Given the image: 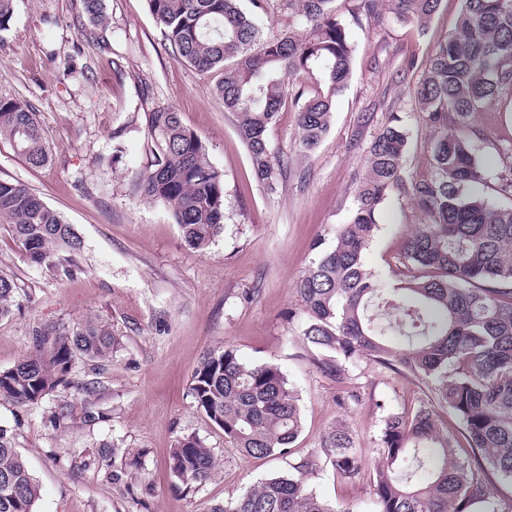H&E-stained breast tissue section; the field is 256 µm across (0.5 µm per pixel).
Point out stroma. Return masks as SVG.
Returning <instances> with one entry per match:
<instances>
[{
    "mask_svg": "<svg viewBox=\"0 0 512 512\" xmlns=\"http://www.w3.org/2000/svg\"><path fill=\"white\" fill-rule=\"evenodd\" d=\"M103 7L102 50L82 41L91 21L80 0H16L9 28L0 32V94L32 105L51 155L34 169L2 139L0 178L28 184L83 243L79 271L66 276L28 263L0 227V274L17 285L11 315L0 317V370L28 354L45 328L93 319L109 324L118 341L108 361L75 359L68 389L34 405L0 402V427L39 484L33 512H209L261 479L291 473L338 423L375 462L382 417L416 408L430 392L414 376L361 360L347 382L360 401L339 406V386L317 372L316 351L303 339L306 316L294 285L347 223L364 148L385 124L390 100L405 110L406 170L423 171L430 136L409 109L407 84L391 77L454 29L461 0H441L423 30L357 25L348 0H336L356 44L352 75L311 156L299 151L295 108L282 109L268 140L289 169L273 193L255 180L235 117L215 92L221 72L203 74L177 59L145 0H103ZM70 62L90 64L88 76L68 74ZM159 105L180 112L224 173V230L204 252L184 242L166 207L133 194L150 143L145 114ZM362 112L373 115L365 128L358 125ZM130 121L126 151L113 158L112 131ZM411 223L401 200L382 206L368 268L388 273ZM224 344L246 362L278 366L297 391L304 428L288 456H240L194 406L191 374L206 352ZM90 382L96 392L87 398L81 388ZM63 404L67 416L50 422ZM187 435L216 459L211 478L190 488L169 469L173 444ZM305 484L346 512H375L369 480L343 482L326 459Z\"/></svg>",
    "mask_w": 512,
    "mask_h": 512,
    "instance_id": "obj_1",
    "label": "stroma"
}]
</instances>
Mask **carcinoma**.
<instances>
[{
    "label": "carcinoma",
    "instance_id": "carcinoma-1",
    "mask_svg": "<svg viewBox=\"0 0 512 512\" xmlns=\"http://www.w3.org/2000/svg\"><path fill=\"white\" fill-rule=\"evenodd\" d=\"M147 0L174 55L201 73L219 68L216 92L235 114L256 180L274 191L288 159L267 132L285 104L298 112L304 151L330 129L336 96L351 73L354 45L336 0H286L299 26L264 31L258 18L268 0ZM357 21L385 18L425 28L441 0H350ZM419 71L409 87L411 110L432 136L426 172L408 175V133L401 109L364 155V174L349 223L336 244L319 252L296 281L307 315L303 339L317 350L315 367L344 384L350 365L367 360L410 374L431 397L413 411L383 417L379 464L373 476L378 512H504L493 480L512 485V206L483 198L491 182L512 197V142L482 155L488 135L472 126L477 112L512 108V0H462L456 26L428 58L408 60L399 78ZM150 161L135 193L171 212L184 241L201 252L224 229V173L172 106L147 113ZM0 139L32 168L49 162L36 113L19 98L0 95ZM392 196L416 219L386 282L365 265L379 231L378 214ZM0 224L35 266L80 270L82 241L72 225L27 185L0 179ZM16 283L0 274V317L11 313ZM116 338L109 325L88 320L36 336L32 351L0 371V400L35 404L68 383L72 361L102 362ZM197 409L244 457L284 456L303 430L299 399L272 364H249L224 345L207 353L191 375ZM459 423L450 428L439 412ZM320 452L340 479L365 476L362 454L342 425ZM215 464L211 449L186 436L170 452L174 478L204 482ZM306 458L294 473L266 478L211 512H345L308 490ZM38 485L8 430L0 427V512H32Z\"/></svg>",
    "mask_w": 512,
    "mask_h": 512
}]
</instances>
